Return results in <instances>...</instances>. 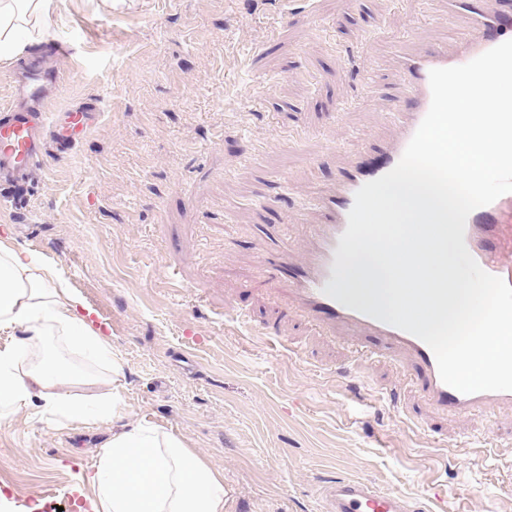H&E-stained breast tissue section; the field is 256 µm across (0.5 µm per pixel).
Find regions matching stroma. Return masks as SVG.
<instances>
[{
	"label": "stroma",
	"mask_w": 512,
	"mask_h": 512,
	"mask_svg": "<svg viewBox=\"0 0 512 512\" xmlns=\"http://www.w3.org/2000/svg\"><path fill=\"white\" fill-rule=\"evenodd\" d=\"M467 25L448 0H62L39 43L0 61V107L38 61L61 77L48 112L101 111L35 169L26 206L0 187V241L57 265L123 362L127 411L223 475L225 512H325L336 477L434 512L451 486L465 494L450 512H512V442L471 464L455 445L512 432L511 409H432L409 360L363 364L369 339L287 312L259 272L284 242L305 257L322 216L304 201L335 187L350 137H395L392 46L452 52ZM363 375L396 401L358 411ZM111 434L32 406L0 425L5 512H50Z\"/></svg>",
	"instance_id": "stroma-1"
}]
</instances>
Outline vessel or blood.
I'll return each mask as SVG.
<instances>
[{"label": "vessel or blood", "instance_id": "1", "mask_svg": "<svg viewBox=\"0 0 512 512\" xmlns=\"http://www.w3.org/2000/svg\"><path fill=\"white\" fill-rule=\"evenodd\" d=\"M479 3L480 0H448L449 17L461 13L469 16L466 30L458 37L455 58H448L438 48L416 57L402 47H395L392 62L405 90V101L396 108L397 138L375 149L356 147L348 165L339 172L335 189L316 198L322 222L313 228L312 246L305 260H296L288 248L280 247L263 261L275 289L287 295L290 308L319 327L332 330L342 326L355 335L378 338V347L370 351L373 357L408 354L423 370V396L437 408L457 416L492 405L512 406V391L464 394L446 385L440 378L435 355L425 342L343 306L327 296L324 289L334 279L335 252L347 227L357 190L398 164L429 110L430 71L466 64L505 42L507 20L487 15ZM57 79L56 71L48 69L31 74L26 82L13 83L11 101L0 109V179L26 181L29 170L40 165L49 151H70L77 144L78 134L88 129L90 114L85 109H76L64 122L54 120L45 111V87ZM465 243L484 271L512 285V193L471 212L466 221ZM324 492L328 512H428L429 509L427 503L381 489L360 478L328 482Z\"/></svg>", "mask_w": 512, "mask_h": 512}]
</instances>
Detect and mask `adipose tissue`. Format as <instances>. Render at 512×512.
Masks as SVG:
<instances>
[{
  "mask_svg": "<svg viewBox=\"0 0 512 512\" xmlns=\"http://www.w3.org/2000/svg\"><path fill=\"white\" fill-rule=\"evenodd\" d=\"M60 0H0V58L19 57ZM0 424L20 410L70 423L115 420L88 482L98 512H224L227 491L181 437L128 418L116 388L122 363L53 262L0 243Z\"/></svg>",
  "mask_w": 512,
  "mask_h": 512,
  "instance_id": "obj_1",
  "label": "adipose tissue"
}]
</instances>
